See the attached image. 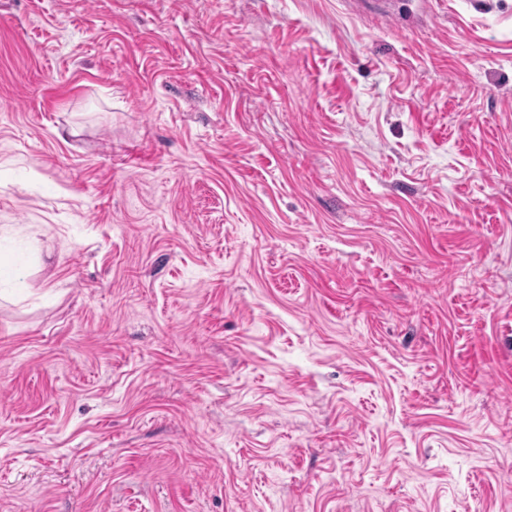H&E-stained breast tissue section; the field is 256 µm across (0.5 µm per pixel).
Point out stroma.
<instances>
[{
	"instance_id": "stroma-1",
	"label": "stroma",
	"mask_w": 512,
	"mask_h": 512,
	"mask_svg": "<svg viewBox=\"0 0 512 512\" xmlns=\"http://www.w3.org/2000/svg\"><path fill=\"white\" fill-rule=\"evenodd\" d=\"M0 512H512V0H0Z\"/></svg>"
}]
</instances>
